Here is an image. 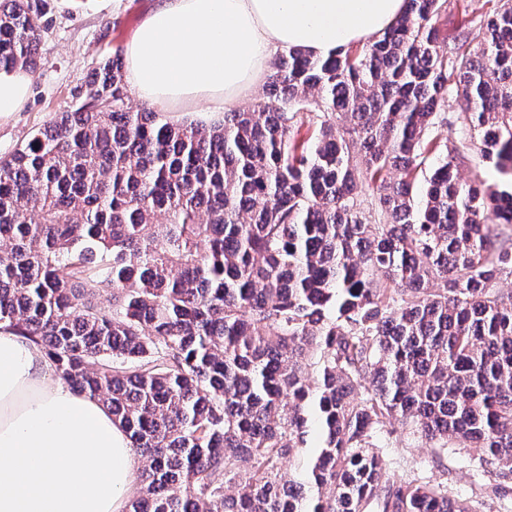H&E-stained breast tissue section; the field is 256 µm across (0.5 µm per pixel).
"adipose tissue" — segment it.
Instances as JSON below:
<instances>
[{
  "label": "adipose tissue",
  "mask_w": 512,
  "mask_h": 512,
  "mask_svg": "<svg viewBox=\"0 0 512 512\" xmlns=\"http://www.w3.org/2000/svg\"><path fill=\"white\" fill-rule=\"evenodd\" d=\"M405 0H156L125 49L138 98L172 116L235 108L273 57L369 40ZM40 346L0 330V512H126L137 455L99 401L53 379Z\"/></svg>",
  "instance_id": "adipose-tissue-1"
}]
</instances>
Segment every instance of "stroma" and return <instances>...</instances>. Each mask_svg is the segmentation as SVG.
<instances>
[{"instance_id": "stroma-1", "label": "stroma", "mask_w": 512, "mask_h": 512, "mask_svg": "<svg viewBox=\"0 0 512 512\" xmlns=\"http://www.w3.org/2000/svg\"><path fill=\"white\" fill-rule=\"evenodd\" d=\"M503 0H448L443 21L448 33L466 32L470 47L482 41L484 25ZM155 0H52V26L39 45L42 64L33 74L23 107L0 118V156L26 143L37 130L64 111L71 95L83 84L88 71L106 57L114 44L131 38ZM388 470L399 477L419 472L440 477L450 496L467 499L474 481L487 479L472 452L452 445L445 461L446 473H438L430 448L398 427L385 456Z\"/></svg>"}]
</instances>
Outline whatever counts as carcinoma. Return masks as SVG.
Here are the masks:
<instances>
[{"mask_svg":"<svg viewBox=\"0 0 512 512\" xmlns=\"http://www.w3.org/2000/svg\"><path fill=\"white\" fill-rule=\"evenodd\" d=\"M50 12L0 0V71ZM447 12L283 51L269 100L210 127L133 103L118 45L0 156V324L122 423L126 512H479L388 471L398 421L439 465L468 443L475 500L512 492V190L457 176L462 122L512 184V0L476 53Z\"/></svg>","mask_w":512,"mask_h":512,"instance_id":"obj_1","label":"carcinoma"}]
</instances>
